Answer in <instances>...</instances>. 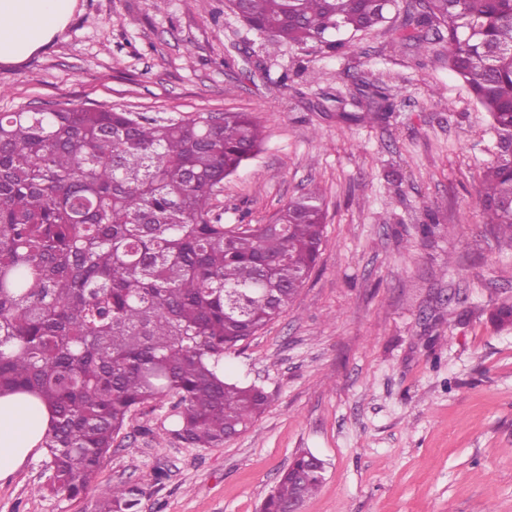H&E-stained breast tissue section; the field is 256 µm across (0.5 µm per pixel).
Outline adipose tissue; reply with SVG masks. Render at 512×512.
<instances>
[{"instance_id":"obj_1","label":"adipose tissue","mask_w":512,"mask_h":512,"mask_svg":"<svg viewBox=\"0 0 512 512\" xmlns=\"http://www.w3.org/2000/svg\"><path fill=\"white\" fill-rule=\"evenodd\" d=\"M77 0H0V64L27 61L52 45L69 23ZM53 420L41 399L0 394V480L20 470L44 447Z\"/></svg>"}]
</instances>
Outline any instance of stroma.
<instances>
[{"instance_id": "obj_1", "label": "stroma", "mask_w": 512, "mask_h": 512, "mask_svg": "<svg viewBox=\"0 0 512 512\" xmlns=\"http://www.w3.org/2000/svg\"><path fill=\"white\" fill-rule=\"evenodd\" d=\"M411 4L333 55L271 42L224 0H77L53 46L0 65V112L250 113L264 139L224 181L225 223L312 187L327 214L292 304L224 358L269 397L248 431L198 448L151 400L85 494L41 492L39 457L0 481V512H97L99 488L153 472L145 512H260L303 449L326 470L302 512H512V329L490 321L512 303V242L477 197L497 138L447 41L404 40ZM364 83L396 103L371 125L351 119Z\"/></svg>"}]
</instances>
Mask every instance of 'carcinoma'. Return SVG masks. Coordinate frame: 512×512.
<instances>
[{
  "mask_svg": "<svg viewBox=\"0 0 512 512\" xmlns=\"http://www.w3.org/2000/svg\"><path fill=\"white\" fill-rule=\"evenodd\" d=\"M275 42L337 52L376 28L380 0H227ZM415 41L447 36L448 64L488 112L497 158L478 198L512 241V0H428L409 13ZM375 123L395 109L363 91ZM247 112L148 118L67 108L0 112V393L53 408L46 489L92 484L136 409L173 405L178 438L218 448L266 408L263 389L224 376V354L286 311L324 238L322 195L308 190L266 224H226L224 179L258 150ZM324 462L302 450L261 512L314 495ZM140 484L99 489L100 512H143Z\"/></svg>",
  "mask_w": 512,
  "mask_h": 512,
  "instance_id": "cac0c4a2",
  "label": "carcinoma"
}]
</instances>
